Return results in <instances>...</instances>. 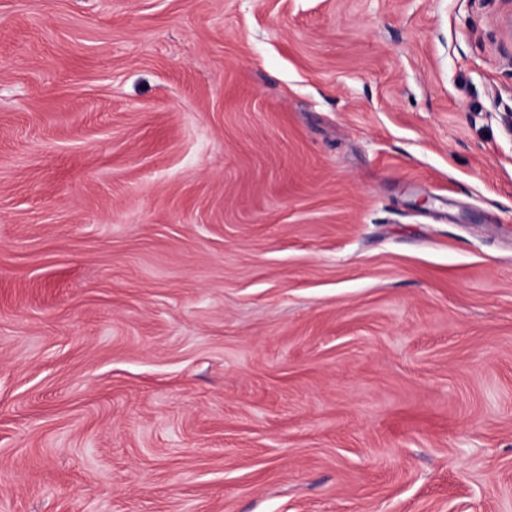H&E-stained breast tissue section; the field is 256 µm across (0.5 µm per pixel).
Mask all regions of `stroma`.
<instances>
[{
    "label": "stroma",
    "instance_id": "stroma-1",
    "mask_svg": "<svg viewBox=\"0 0 512 512\" xmlns=\"http://www.w3.org/2000/svg\"><path fill=\"white\" fill-rule=\"evenodd\" d=\"M511 11L0 0V512H512Z\"/></svg>",
    "mask_w": 512,
    "mask_h": 512
}]
</instances>
